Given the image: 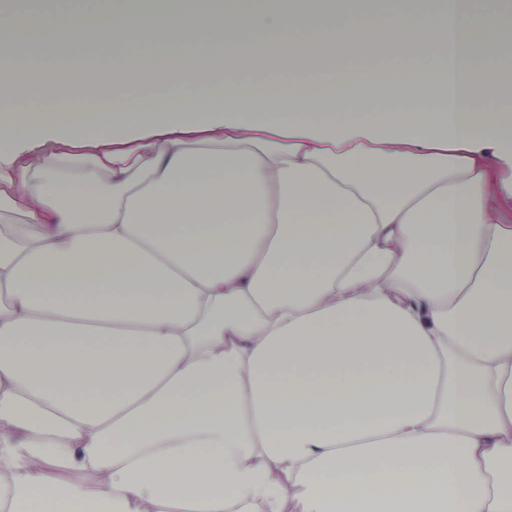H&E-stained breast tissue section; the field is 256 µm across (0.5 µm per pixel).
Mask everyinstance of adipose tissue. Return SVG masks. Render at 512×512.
<instances>
[{"instance_id":"1","label":"adipose tissue","mask_w":512,"mask_h":512,"mask_svg":"<svg viewBox=\"0 0 512 512\" xmlns=\"http://www.w3.org/2000/svg\"><path fill=\"white\" fill-rule=\"evenodd\" d=\"M100 0L0 106V512H512V89L496 14ZM174 35L130 95L127 31ZM435 49L433 89L314 84L323 47ZM287 85L211 77L228 50ZM60 469L81 481L55 478ZM172 1L179 9L200 12L220 10H267L275 9L287 13L304 12L307 6L305 0H161ZM243 76L245 79H260L264 81L287 85L288 83V60L282 56L273 57L266 63L258 62L254 66L248 68L242 64Z\"/></svg>"}]
</instances>
